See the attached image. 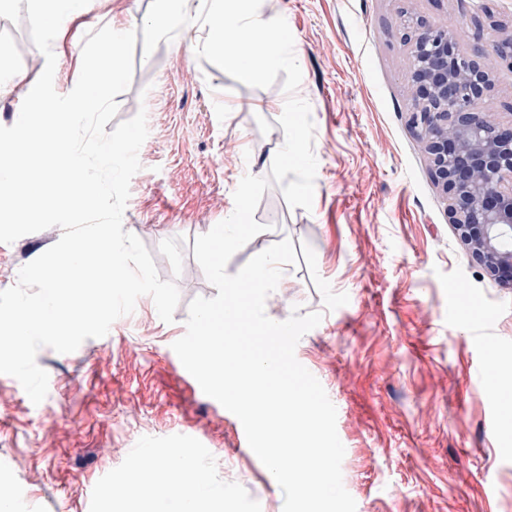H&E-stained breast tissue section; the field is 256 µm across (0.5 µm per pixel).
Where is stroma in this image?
<instances>
[{
    "mask_svg": "<svg viewBox=\"0 0 512 512\" xmlns=\"http://www.w3.org/2000/svg\"><path fill=\"white\" fill-rule=\"evenodd\" d=\"M151 0H91L53 42L54 87L69 93L87 31H142ZM434 20L459 17L473 45L486 13L512 26V0H411ZM401 0H263L284 17L311 107L317 159L311 209L279 185L254 214L265 230L229 260L236 274L288 239L296 263L269 295L267 315H322L295 355L337 410L343 484L356 512H512V287L476 264L408 123L407 50L391 24ZM27 0L0 10V126L13 125L24 85L45 67L29 36ZM206 30L182 29L152 53L136 43L115 120L146 110L142 168L123 224L150 251L180 303L163 322L151 297L102 338L71 353L41 348L48 394L33 404L0 374V477L10 512H111L148 451L192 453L207 479L203 512H282L283 494L242 438L238 418L206 396L172 349L188 305L217 290L194 258L197 236L229 217L244 174L270 172L285 141L277 84L253 88L197 58ZM234 103L235 111L224 108ZM54 227L0 243V290L60 238ZM498 371L483 373L488 344Z\"/></svg>",
    "mask_w": 512,
    "mask_h": 512,
    "instance_id": "1",
    "label": "stroma"
}]
</instances>
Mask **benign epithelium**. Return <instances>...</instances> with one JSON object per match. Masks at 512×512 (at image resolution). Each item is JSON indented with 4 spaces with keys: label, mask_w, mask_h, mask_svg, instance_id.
I'll use <instances>...</instances> for the list:
<instances>
[{
    "label": "benign epithelium",
    "mask_w": 512,
    "mask_h": 512,
    "mask_svg": "<svg viewBox=\"0 0 512 512\" xmlns=\"http://www.w3.org/2000/svg\"><path fill=\"white\" fill-rule=\"evenodd\" d=\"M459 21L436 23L407 8L393 28L407 47L409 124L448 197L451 219L471 256L512 285V125L482 109L494 69L512 70V30L490 21L492 53L463 48Z\"/></svg>",
    "instance_id": "obj_1"
}]
</instances>
